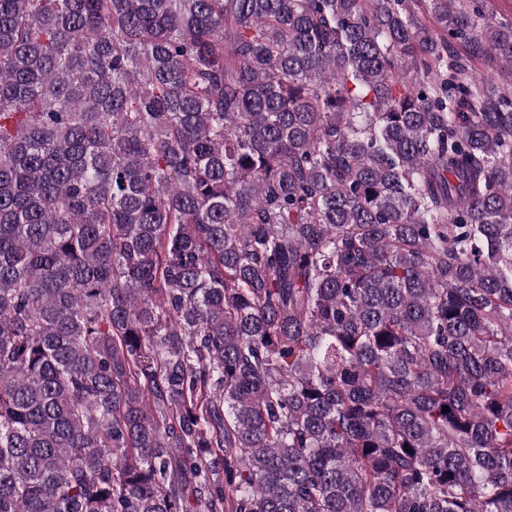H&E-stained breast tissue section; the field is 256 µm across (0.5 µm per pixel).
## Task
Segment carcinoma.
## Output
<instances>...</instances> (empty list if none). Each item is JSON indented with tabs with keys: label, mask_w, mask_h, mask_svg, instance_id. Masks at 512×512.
Listing matches in <instances>:
<instances>
[{
	"label": "carcinoma",
	"mask_w": 512,
	"mask_h": 512,
	"mask_svg": "<svg viewBox=\"0 0 512 512\" xmlns=\"http://www.w3.org/2000/svg\"><path fill=\"white\" fill-rule=\"evenodd\" d=\"M0 512H512V21L0 0Z\"/></svg>",
	"instance_id": "cac0c4a2"
}]
</instances>
